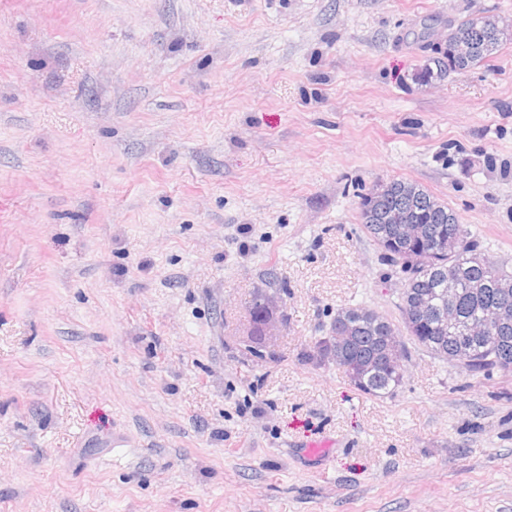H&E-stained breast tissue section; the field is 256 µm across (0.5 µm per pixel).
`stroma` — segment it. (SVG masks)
<instances>
[{
  "instance_id": "obj_1",
  "label": "stroma",
  "mask_w": 512,
  "mask_h": 512,
  "mask_svg": "<svg viewBox=\"0 0 512 512\" xmlns=\"http://www.w3.org/2000/svg\"><path fill=\"white\" fill-rule=\"evenodd\" d=\"M477 17L512 0H0V512H512V372L300 356L399 318L377 182L512 272V35L417 78ZM342 313H348L349 339L341 352V364L364 366L368 371L363 376V382L356 387L364 394L381 397L392 393L398 388L404 376L405 359L397 344L391 359L390 370L388 356L391 353V343L395 337L401 342V351L409 358V350L402 339V333L396 324L387 317L363 305L341 308ZM347 365H341L345 370L351 371ZM348 376V375H347Z\"/></svg>"
}]
</instances>
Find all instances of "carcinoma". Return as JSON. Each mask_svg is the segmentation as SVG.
<instances>
[{"label": "carcinoma", "instance_id": "1", "mask_svg": "<svg viewBox=\"0 0 512 512\" xmlns=\"http://www.w3.org/2000/svg\"><path fill=\"white\" fill-rule=\"evenodd\" d=\"M502 29L493 20L472 18L450 27L448 44L434 47L418 79L429 81L450 71L463 70L491 55L499 46ZM362 225L381 251L383 261L407 276L398 296L402 326L363 305L342 309L349 323V339L342 363L368 371L361 392L381 397L398 388L403 376L390 370L388 356L394 338L406 330L419 348L477 375L493 369L512 372V276L501 271L481 252L480 244L448 205L420 186L392 181L373 186L360 202ZM404 224H416L423 242L399 238ZM459 291L448 299V281ZM429 305L420 322L409 319L418 302ZM453 308L457 326L442 330V315ZM501 315L492 323L491 311Z\"/></svg>", "mask_w": 512, "mask_h": 512}]
</instances>
